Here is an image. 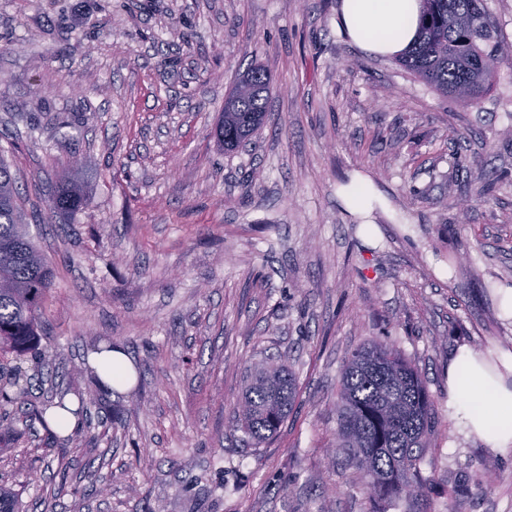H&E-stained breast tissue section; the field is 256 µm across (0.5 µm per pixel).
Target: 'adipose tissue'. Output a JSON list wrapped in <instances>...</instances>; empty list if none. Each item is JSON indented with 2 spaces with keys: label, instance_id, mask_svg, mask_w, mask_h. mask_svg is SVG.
<instances>
[{
  "label": "adipose tissue",
  "instance_id": "ef3b65f1",
  "mask_svg": "<svg viewBox=\"0 0 512 512\" xmlns=\"http://www.w3.org/2000/svg\"><path fill=\"white\" fill-rule=\"evenodd\" d=\"M421 9V0H337L336 27L362 51L394 56L415 40ZM448 412L464 436L512 447V389L465 347L448 366Z\"/></svg>",
  "mask_w": 512,
  "mask_h": 512
}]
</instances>
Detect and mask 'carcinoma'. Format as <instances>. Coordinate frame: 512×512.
<instances>
[{"label": "carcinoma", "mask_w": 512, "mask_h": 512, "mask_svg": "<svg viewBox=\"0 0 512 512\" xmlns=\"http://www.w3.org/2000/svg\"><path fill=\"white\" fill-rule=\"evenodd\" d=\"M512 55L494 24L486 0H423L417 43L402 65L442 95L470 104L485 95L498 66ZM271 95L264 68H248L224 99L218 137L224 150L251 141L264 125ZM85 202L83 187L59 179L46 201L48 217H63ZM52 269L29 235L10 164L0 158V407L23 403L29 385L21 363L39 345L40 312L52 286ZM296 374L285 363H259L247 370L235 428L250 448L269 442L288 418L297 396ZM85 399L70 408L64 397L29 407L59 447L67 438L51 427L62 411L79 415ZM338 447L359 472L363 488L381 505L424 497L420 460L435 432L434 402L418 370L389 346L371 341L348 354L336 402ZM0 512H20L14 490L0 485Z\"/></svg>", "instance_id": "1"}]
</instances>
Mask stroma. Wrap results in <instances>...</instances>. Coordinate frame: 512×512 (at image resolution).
I'll return each instance as SVG.
<instances>
[{"instance_id": "obj_1", "label": "stroma", "mask_w": 512, "mask_h": 512, "mask_svg": "<svg viewBox=\"0 0 512 512\" xmlns=\"http://www.w3.org/2000/svg\"><path fill=\"white\" fill-rule=\"evenodd\" d=\"M335 6L0 0V154L54 273L33 394L89 395L96 346L133 370L64 454L41 431L0 441V483L24 512H372L336 448L346 357L370 340L418 369L438 419L425 500L391 512H512V450L460 434L446 373L461 346L512 353V65L467 105L350 45ZM253 64L271 77L267 120L227 153L215 126ZM65 172L88 202L40 223ZM355 175L383 200L363 230L340 195ZM267 356L299 393L249 448L232 422ZM63 467L93 488L59 489ZM487 468L492 490L470 488Z\"/></svg>"}]
</instances>
